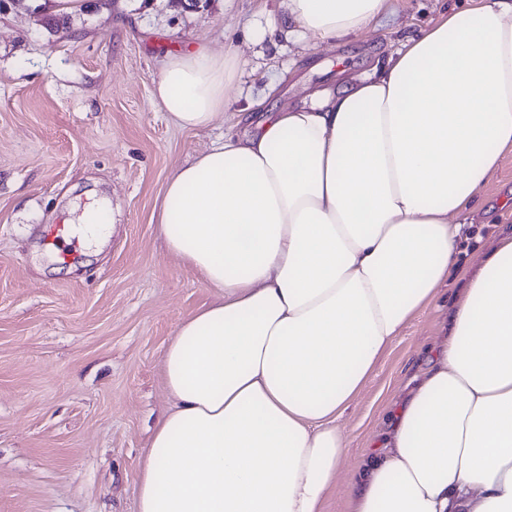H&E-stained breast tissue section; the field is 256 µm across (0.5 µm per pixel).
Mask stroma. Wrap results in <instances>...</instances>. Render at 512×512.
<instances>
[{"label":"stroma","mask_w":512,"mask_h":512,"mask_svg":"<svg viewBox=\"0 0 512 512\" xmlns=\"http://www.w3.org/2000/svg\"><path fill=\"white\" fill-rule=\"evenodd\" d=\"M459 4L391 0L368 31L320 44L287 25L288 0H84L67 14L0 0V512H137L141 457L171 406L164 348L213 299L158 234L166 180L243 133L248 101L339 91ZM187 42L236 57V107L202 130L174 125L151 94ZM95 202L112 211L110 235L61 260L45 230L78 228ZM467 220L474 237L460 262L475 269L512 235L511 153ZM463 288L443 286L341 416L350 461L389 434Z\"/></svg>","instance_id":"1"}]
</instances>
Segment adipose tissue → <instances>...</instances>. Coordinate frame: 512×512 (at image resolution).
Returning a JSON list of instances; mask_svg holds the SVG:
<instances>
[{"instance_id": "adipose-tissue-1", "label": "adipose tissue", "mask_w": 512, "mask_h": 512, "mask_svg": "<svg viewBox=\"0 0 512 512\" xmlns=\"http://www.w3.org/2000/svg\"><path fill=\"white\" fill-rule=\"evenodd\" d=\"M389 0H288L317 42ZM231 54H170L153 97L197 130L235 105ZM512 152V0L407 37L373 75L262 113L166 182L169 253L214 299L181 322L172 406L140 467L138 512H512V235L461 267L466 217ZM447 339L380 453L347 462L336 421L450 278Z\"/></svg>"}]
</instances>
